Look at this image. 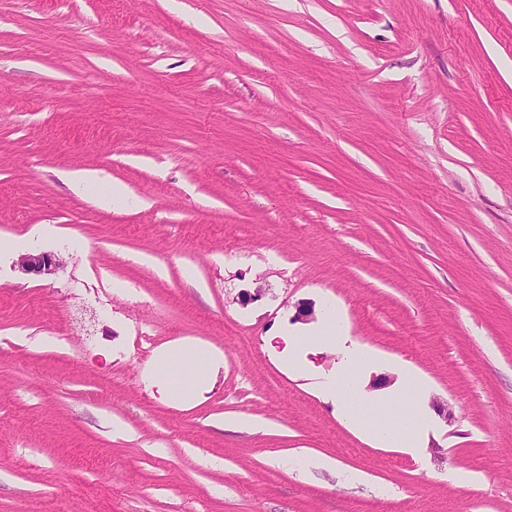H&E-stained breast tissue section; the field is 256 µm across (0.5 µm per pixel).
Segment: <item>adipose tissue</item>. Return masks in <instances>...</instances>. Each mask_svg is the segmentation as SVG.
Wrapping results in <instances>:
<instances>
[{
	"label": "adipose tissue",
	"instance_id": "adipose-tissue-1",
	"mask_svg": "<svg viewBox=\"0 0 512 512\" xmlns=\"http://www.w3.org/2000/svg\"><path fill=\"white\" fill-rule=\"evenodd\" d=\"M218 361L216 353L202 346H170L155 360L154 384L170 399L198 397ZM425 387V378L415 374L397 395L377 403L360 392L355 377L346 371L325 381L320 392L343 418L371 438L392 448H407L419 431L420 395Z\"/></svg>",
	"mask_w": 512,
	"mask_h": 512
}]
</instances>
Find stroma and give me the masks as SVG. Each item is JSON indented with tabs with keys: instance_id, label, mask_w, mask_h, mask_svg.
<instances>
[{
	"instance_id": "35a3bbf8",
	"label": "stroma",
	"mask_w": 512,
	"mask_h": 512,
	"mask_svg": "<svg viewBox=\"0 0 512 512\" xmlns=\"http://www.w3.org/2000/svg\"><path fill=\"white\" fill-rule=\"evenodd\" d=\"M332 309L359 389L426 378L414 451L321 397L349 350L277 360ZM0 512H512V0H0ZM62 176L67 180L72 188L81 192L86 190L89 186L94 184H101L105 182V176L101 171H76L64 172ZM62 260L51 252H28L21 254L14 267L23 275L50 276L61 266ZM218 362L219 356L208 348L170 346L155 360L154 385L169 399L198 397L206 390L210 371Z\"/></svg>"
}]
</instances>
